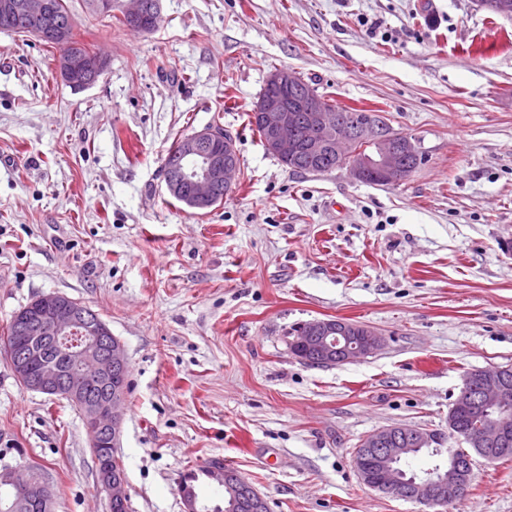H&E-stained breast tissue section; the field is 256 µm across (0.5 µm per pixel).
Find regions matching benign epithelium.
<instances>
[{
	"label": "benign epithelium",
	"instance_id": "7a95c632",
	"mask_svg": "<svg viewBox=\"0 0 512 512\" xmlns=\"http://www.w3.org/2000/svg\"><path fill=\"white\" fill-rule=\"evenodd\" d=\"M122 9L130 25L144 31L150 4L146 0H125ZM0 10L10 15L20 30L39 39L66 41L70 31L52 19V0H0ZM109 60L90 51L78 61L65 60L59 67L62 81L74 91L92 86L107 69ZM267 83L278 90L258 103L259 122L265 132L267 151L285 162L293 163L301 153L314 160L331 151L343 162L344 171L357 181L373 175L388 185L402 183L410 174L407 159L419 163L425 159L417 142L401 138L381 128L368 117L353 128L339 124L336 113L327 108L319 96H301L304 124L311 134H297L296 109L288 104V91L294 89L297 74L290 69L271 72ZM219 134L205 127L182 139L180 153L171 172L165 177L169 195L187 193L190 208L207 211L218 203L220 192H229L238 177L234 164V142L224 140L216 147ZM13 341L8 345L9 364L17 380L28 390L54 396L61 395L85 407L90 433V447L108 444L119 447L125 403V389L119 378L128 368L123 342L112 335L107 323L97 313L72 298L50 293L40 298L28 315L11 319ZM288 345L303 361L312 365L348 363L382 350L384 337L374 329L341 319H314L294 326ZM90 377L103 392L89 398L76 377ZM479 393L471 395L464 384L453 407L471 411L477 418L472 441L479 448H496L512 441V417L494 415L491 410H506L512 405V382L500 367L480 370ZM437 437L432 432L404 425L378 429L353 452V464L361 482L386 494L402 497L428 508H446L460 500L473 478L471 465L451 464L448 472L417 480L402 478L398 463L415 448H428ZM97 483L109 505L118 507L128 499L125 474L112 466V460L97 459ZM19 469H0V484L9 496L0 512H29L39 508L51 510L54 489L39 474Z\"/></svg>",
	"mask_w": 512,
	"mask_h": 512
}]
</instances>
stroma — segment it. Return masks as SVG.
I'll use <instances>...</instances> for the list:
<instances>
[{"mask_svg": "<svg viewBox=\"0 0 512 512\" xmlns=\"http://www.w3.org/2000/svg\"><path fill=\"white\" fill-rule=\"evenodd\" d=\"M109 65L88 89L54 49L0 32V328L60 293L124 343L117 454L130 512H184L178 485L232 464L269 512H422L364 485L365 436L448 434L465 372L512 367V17L474 0H159L143 33L67 0ZM290 69L337 105L382 111L426 159L397 185L299 173L247 121ZM217 123L240 174L206 214L162 159ZM367 325V358L312 366L287 331ZM34 466L53 512H108L82 417L0 356V467ZM447 512H512V461L477 459Z\"/></svg>", "mask_w": 512, "mask_h": 512, "instance_id": "obj_1", "label": "stroma"}]
</instances>
